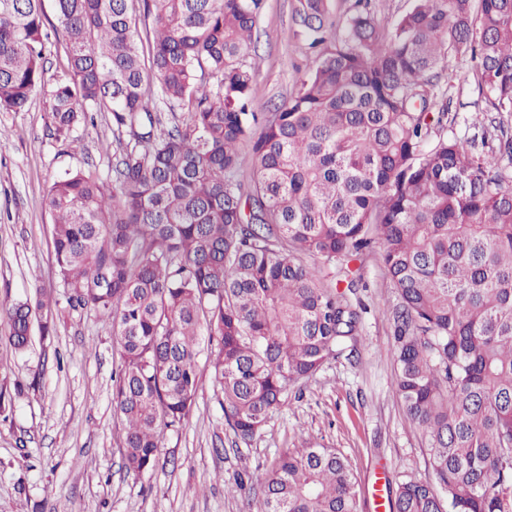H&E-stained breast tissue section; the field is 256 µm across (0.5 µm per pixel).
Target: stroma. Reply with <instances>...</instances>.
<instances>
[{
	"mask_svg": "<svg viewBox=\"0 0 512 512\" xmlns=\"http://www.w3.org/2000/svg\"><path fill=\"white\" fill-rule=\"evenodd\" d=\"M292 0H264L249 57L260 93L253 108L273 111L311 66L289 39ZM467 59L442 76L449 87L448 134L464 136L483 109L478 90L460 76ZM48 95H34L28 111L0 112V390H27L0 419V512H248L247 499L229 493L239 475L270 463L287 448L311 444L339 450L360 490V512H392L389 484L428 479V440L407 415L396 391L391 311L396 293L379 246L349 270L359 282L363 329L349 359L332 360L310 380L290 388L250 442L224 421L220 389L206 360L188 422L163 433L158 466L141 476L122 466L123 429L112 405L118 356L107 326L90 313L54 311L50 340L34 337L16 352L3 309L35 288L56 291L52 218L44 197L53 179L79 166L112 173V116L101 112L80 128L84 144L72 152L49 129Z\"/></svg>",
	"mask_w": 512,
	"mask_h": 512,
	"instance_id": "stroma-1",
	"label": "stroma"
}]
</instances>
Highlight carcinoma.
<instances>
[{
    "mask_svg": "<svg viewBox=\"0 0 512 512\" xmlns=\"http://www.w3.org/2000/svg\"><path fill=\"white\" fill-rule=\"evenodd\" d=\"M370 2L341 27L331 0H294L290 38L314 64L257 113L263 0H55L68 77L52 84L42 0H0V112L48 86L56 139L79 148L109 112L117 144L112 179L76 167L50 184L61 300L6 308L9 342L49 337L61 302L112 329L127 473L155 468L164 430L188 420L202 342L245 443L291 385L354 350L357 281L324 287L322 267L376 239L398 296L397 392L436 480L398 484L393 508L512 512V0H414L389 30ZM459 57L486 103L467 138L442 134L440 78ZM255 486L254 512H358L333 448H287L229 491Z\"/></svg>",
    "mask_w": 512,
    "mask_h": 512,
    "instance_id": "1",
    "label": "carcinoma"
}]
</instances>
